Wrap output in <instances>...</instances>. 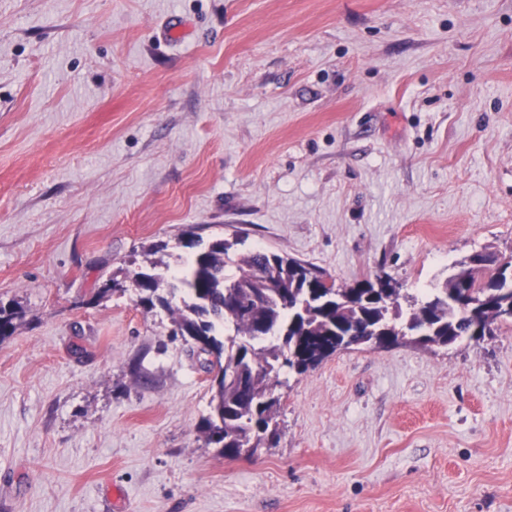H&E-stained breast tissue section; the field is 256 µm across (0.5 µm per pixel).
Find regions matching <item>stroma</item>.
<instances>
[{
    "label": "stroma",
    "mask_w": 512,
    "mask_h": 512,
    "mask_svg": "<svg viewBox=\"0 0 512 512\" xmlns=\"http://www.w3.org/2000/svg\"><path fill=\"white\" fill-rule=\"evenodd\" d=\"M421 296L512 254V0H0V512H512V328L283 372L275 447L199 425L187 232Z\"/></svg>",
    "instance_id": "1"
}]
</instances>
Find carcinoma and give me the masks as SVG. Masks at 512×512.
I'll list each match as a JSON object with an SVG mask.
<instances>
[{"instance_id": "1", "label": "carcinoma", "mask_w": 512, "mask_h": 512, "mask_svg": "<svg viewBox=\"0 0 512 512\" xmlns=\"http://www.w3.org/2000/svg\"><path fill=\"white\" fill-rule=\"evenodd\" d=\"M191 250L183 275L164 284L155 263L133 273L139 304L170 309L169 298L180 291L182 306L172 311L173 334L202 342L211 380L210 410L200 422L208 443L223 445L226 457H237L241 440L258 438L263 445L276 417L279 397L270 392L279 373L303 374L353 345V332L366 326L381 329L383 347L417 342V335L440 347L465 337L478 344L495 321L493 307L512 309V278L492 268L473 269L458 262L444 281L418 299L376 287L385 276H366L339 286L322 280L317 267L276 253L253 249L239 255L237 273H226L233 244L222 237L209 242L187 233ZM468 298L473 306L454 303ZM19 312L0 305V338L13 334Z\"/></svg>"}]
</instances>
